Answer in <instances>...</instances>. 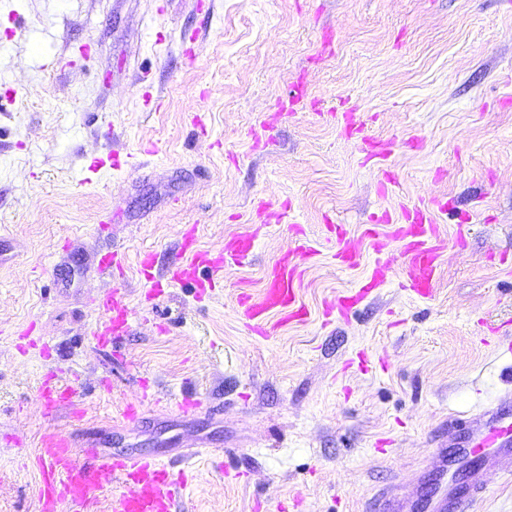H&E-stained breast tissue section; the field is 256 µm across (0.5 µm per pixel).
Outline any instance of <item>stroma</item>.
<instances>
[{
	"instance_id": "stroma-1",
	"label": "stroma",
	"mask_w": 512,
	"mask_h": 512,
	"mask_svg": "<svg viewBox=\"0 0 512 512\" xmlns=\"http://www.w3.org/2000/svg\"><path fill=\"white\" fill-rule=\"evenodd\" d=\"M354 123L391 153L368 157ZM115 150L134 166L81 183ZM413 207L441 245L426 298L393 235ZM191 228L254 251L214 291L147 299L139 253L165 268ZM301 244L306 321L253 333L239 295ZM107 249L134 310L118 357L93 342ZM0 253V512H39L50 371L81 394L55 426L104 453L168 463L204 441L177 512H369L414 489L449 417L512 392L489 333L512 339V0H0ZM381 260L385 282L326 314ZM195 394L219 414L183 418Z\"/></svg>"
}]
</instances>
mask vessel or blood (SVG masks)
Returning <instances> with one entry per match:
<instances>
[{
	"label": "vessel or blood",
	"instance_id": "1",
	"mask_svg": "<svg viewBox=\"0 0 512 512\" xmlns=\"http://www.w3.org/2000/svg\"><path fill=\"white\" fill-rule=\"evenodd\" d=\"M396 234L404 242L410 292L429 296L439 257L434 225L422 215L414 223L399 226ZM254 246L253 236H233L215 253L197 247L196 235L190 232L163 278H156L154 255L148 250L140 254L139 272L153 291L165 282L204 291L222 281L225 267L247 259ZM308 256L302 246L289 251L268 271L260 300L245 294L239 297L240 316L256 334L267 335L273 322L283 325L305 318L298 288L301 266ZM98 309L102 331L95 336L96 344L116 348L133 315L125 290L113 286ZM40 394L47 421L40 441L41 512H90L107 494L112 497V512H174L186 486L183 470L147 455H107L91 442L77 446L71 433L55 427L53 421L61 407L76 404L78 392L50 372L41 380ZM435 457L437 476L426 493V512H472L486 488L488 471L512 480V402L481 408L465 431L448 428ZM459 462L466 469L465 481L448 483L449 467ZM416 504V496L392 488L378 497L374 512H414Z\"/></svg>",
	"mask_w": 512,
	"mask_h": 512
}]
</instances>
